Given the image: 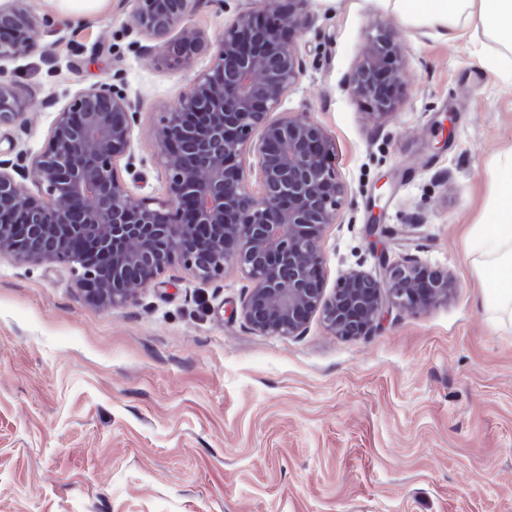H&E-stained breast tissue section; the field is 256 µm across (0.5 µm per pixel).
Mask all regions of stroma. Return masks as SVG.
I'll return each instance as SVG.
<instances>
[{"label": "stroma", "mask_w": 512, "mask_h": 512, "mask_svg": "<svg viewBox=\"0 0 512 512\" xmlns=\"http://www.w3.org/2000/svg\"><path fill=\"white\" fill-rule=\"evenodd\" d=\"M235 0H200L186 27L206 46L170 69L127 0L87 24L31 4L39 48L0 62L30 108L0 126V159L35 189L30 160L59 109L110 81L139 98L117 171L163 198V112L213 65ZM304 70L283 112L323 126L343 186L323 239L327 284L375 270L374 247L447 270L425 309L386 304L365 336L312 318L298 336L253 331L237 270L167 267L106 309L70 268L0 255V512H512V328L495 325L466 238L512 149V69L482 37L447 43L373 0H309ZM385 28L408 77L376 119L347 83ZM383 229L371 238L368 225Z\"/></svg>", "instance_id": "35a3bbf8"}]
</instances>
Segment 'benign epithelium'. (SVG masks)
Returning a JSON list of instances; mask_svg holds the SVG:
<instances>
[{
    "label": "benign epithelium",
    "mask_w": 512,
    "mask_h": 512,
    "mask_svg": "<svg viewBox=\"0 0 512 512\" xmlns=\"http://www.w3.org/2000/svg\"><path fill=\"white\" fill-rule=\"evenodd\" d=\"M197 0H129L137 33L160 37ZM239 4L224 23L215 60L164 113L155 142L168 173L166 198L134 194L116 162L130 151L139 103L112 82L78 90L62 106L47 146L32 158L41 189L29 191L0 161V254L71 267L92 303L117 308L178 261L208 280L231 267L251 283L241 313L263 335L294 336L319 317L337 336L371 332L385 302L406 309L448 297V271L382 250L371 273L348 269L327 288L322 241L343 186L324 128L306 113L270 114L303 72L294 35L308 28L305 0ZM39 22L26 0L0 10V61L38 47ZM181 36L167 54L186 65L203 43ZM405 84L398 52L380 27L367 37L347 87L381 119ZM26 103L0 83V125ZM256 160L249 190L242 158Z\"/></svg>",
    "instance_id": "7a95c632"
}]
</instances>
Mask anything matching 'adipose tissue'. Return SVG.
<instances>
[{
	"instance_id": "obj_1",
	"label": "adipose tissue",
	"mask_w": 512,
	"mask_h": 512,
	"mask_svg": "<svg viewBox=\"0 0 512 512\" xmlns=\"http://www.w3.org/2000/svg\"><path fill=\"white\" fill-rule=\"evenodd\" d=\"M407 23L448 42L474 29L512 53V0H375ZM483 285V304L498 322L512 324V152L497 171L485 222L468 238Z\"/></svg>"
}]
</instances>
